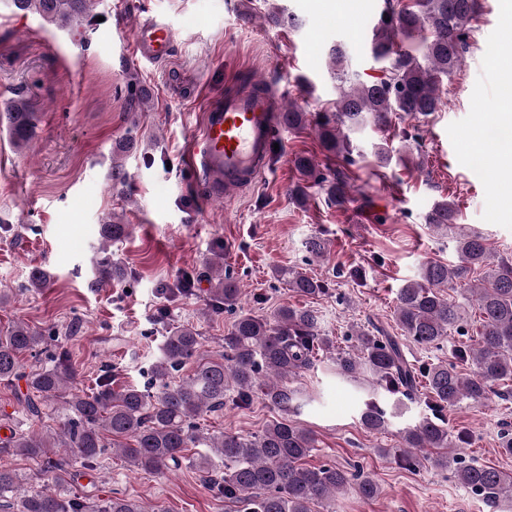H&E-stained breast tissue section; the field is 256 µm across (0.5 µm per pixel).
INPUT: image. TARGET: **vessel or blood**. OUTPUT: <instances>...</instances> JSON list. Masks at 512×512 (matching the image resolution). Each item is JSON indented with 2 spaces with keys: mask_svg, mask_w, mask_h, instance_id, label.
<instances>
[{
  "mask_svg": "<svg viewBox=\"0 0 512 512\" xmlns=\"http://www.w3.org/2000/svg\"><path fill=\"white\" fill-rule=\"evenodd\" d=\"M133 43L140 58L165 62L174 53V32L165 19L154 17L135 28ZM278 127L272 92L249 87L213 102L185 156L200 195L223 200L254 184L268 169Z\"/></svg>",
  "mask_w": 512,
  "mask_h": 512,
  "instance_id": "b4317fda",
  "label": "vessel or blood"
}]
</instances>
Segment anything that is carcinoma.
<instances>
[{"mask_svg":"<svg viewBox=\"0 0 512 512\" xmlns=\"http://www.w3.org/2000/svg\"><path fill=\"white\" fill-rule=\"evenodd\" d=\"M94 2L11 0V5L63 29L82 25ZM480 11V0H383L370 38L373 57L383 62L377 74L363 77L351 72L345 50L336 45L330 50L339 97L336 112L316 122L323 149L347 159L351 142L344 130L370 122L386 131L396 119L439 111V85L461 68L471 24ZM265 18L276 26L299 25L295 16H285L277 6L269 7ZM417 36L422 38L419 55L403 47L404 41ZM283 122L302 128L307 113L290 104ZM0 124L21 147L33 133L34 113L16 102L0 113ZM295 166L322 183L337 206L351 201L344 173L330 180L316 171L315 160L307 155L297 156ZM426 223L436 230L456 227L453 204H435ZM129 233L128 224L102 225L99 275L124 278V268L112 262L107 246ZM452 241L458 262H426L419 280L399 288L396 305L402 335L423 348H438L459 328L461 319L459 306L447 298L445 288L482 274L479 283L466 288L468 300L476 302L480 313L479 331L454 347L452 362L418 367L409 362L395 337L379 329L356 331L351 348L340 350L320 333L314 310L285 306L271 319L237 315L224 337V353L217 357L204 356L196 329L174 327L164 336L151 366L149 387L115 390L106 378L96 391L86 392L73 387L74 372L64 349L52 356L51 365L26 371L23 355L38 351L46 336L24 322L12 324L0 332V381L25 380L22 402L27 412L39 420L53 414L58 426L14 431L0 444V453L40 460L43 472L53 476L59 489L26 494L18 473L1 466L0 512H145L138 501L126 497L88 503L67 494L62 478L66 461L56 455V448L89 470L110 451L130 470L150 474L178 470L187 449L207 448L209 453L199 455L198 461L207 487L236 506V512H313L317 504H332L352 474L336 465H308L316 440L291 419L306 403L298 378L315 366L320 350L331 354L338 377H360L371 389L359 411V422L369 432L387 430L391 419L403 414L406 402L419 399V389H425L427 414L401 429L396 447L379 452L406 468L430 461L450 469L459 484L484 500L488 512H500L503 502L512 503V473L466 462L460 448L469 433L453 426L444 411L463 400L482 403L491 385L512 382V260L494 259L486 237L475 230L458 233ZM209 269L214 309L237 308L241 288L224 269L223 258L210 259ZM274 276L302 296L326 291L324 282L290 268H276ZM189 364L192 370L177 376ZM229 396L238 406H248L257 397L279 418L245 436L210 433L197 425L202 414L224 410ZM358 492L374 500L381 488L366 476L358 482Z\"/></svg>","mask_w":512,"mask_h":512,"instance_id":"carcinoma-1","label":"carcinoma"}]
</instances>
